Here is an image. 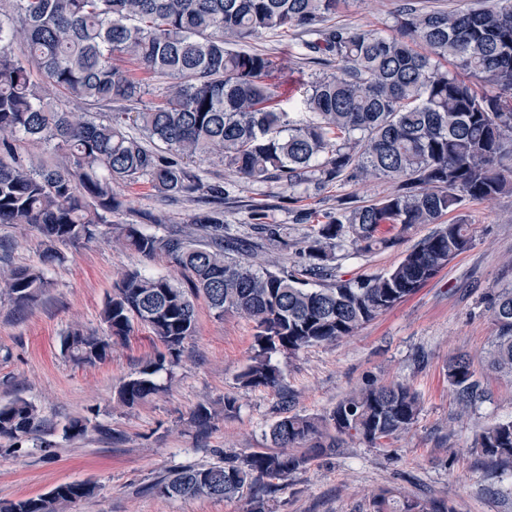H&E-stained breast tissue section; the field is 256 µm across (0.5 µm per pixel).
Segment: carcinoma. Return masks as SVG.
Instances as JSON below:
<instances>
[{"label": "carcinoma", "mask_w": 512, "mask_h": 512, "mask_svg": "<svg viewBox=\"0 0 512 512\" xmlns=\"http://www.w3.org/2000/svg\"><path fill=\"white\" fill-rule=\"evenodd\" d=\"M15 20L0 19V224L34 229L47 244L42 266L0 276V292L28 306L48 286L44 267L61 260L56 245L97 238L151 259L163 256L184 275L181 284L138 270L121 273L100 311L105 336L79 328L60 338L77 365L105 361L112 344L134 323L146 326L164 351L144 362L119 390L133 407L156 395L157 375L181 361L196 330L194 299L202 296L221 318L232 312L254 323L253 356L237 376L243 389L276 388V353L296 355L354 335L433 280L472 244L470 225L443 218L464 199L486 201L512 192V0H458L426 9L399 0L394 33L335 24L346 0H11ZM292 31L306 55L332 72L311 82L300 101L310 113L297 118L281 107L269 84L279 61L248 43L265 33ZM23 41L27 58L11 52ZM134 64L170 84L147 102L149 89L127 67ZM89 112L58 108L32 81L30 65ZM59 151L45 167L10 163L18 138ZM218 162L252 181H278L290 189L326 187L344 180L384 177L388 195L341 206L311 225L283 267L238 258L243 241L224 235V215L199 213L192 234L147 233L139 224H116L123 207L116 185L147 183L160 197L200 194L221 200V185L207 184L200 164ZM262 244L288 249L281 226L253 212ZM415 224L436 228L408 248L390 270L366 278L336 273V250L369 253L398 245L379 236ZM495 336L483 355L487 367L512 378V289L491 295ZM448 382L461 413L485 393L463 355L448 361ZM418 395L406 384H368L323 415L295 413L273 423L270 446L224 462L182 466L154 490L164 499L223 500L252 492L255 507L275 497L284 480L346 440L375 446L408 433L418 420ZM216 412L200 403L192 422L206 432ZM37 411L17 398L0 404V438L33 435ZM471 446L493 467L512 468V421L483 428ZM88 483L59 484L0 512H62L91 498ZM373 512H449L443 500L380 494Z\"/></svg>", "instance_id": "cac0c4a2"}]
</instances>
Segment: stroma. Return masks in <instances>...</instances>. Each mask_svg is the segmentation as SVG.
<instances>
[{"label": "stroma", "instance_id": "1", "mask_svg": "<svg viewBox=\"0 0 512 512\" xmlns=\"http://www.w3.org/2000/svg\"><path fill=\"white\" fill-rule=\"evenodd\" d=\"M398 0H348L336 17L388 34ZM257 50L276 56L281 69L270 83L283 107H291L307 84L325 75L305 60L294 35L268 33ZM206 183L227 187L221 209L232 233H251L255 207L267 223L278 224L290 243L282 265L294 253L312 221L336 206H352L387 195L391 181H341L318 190H289L275 181L239 178L223 165L205 166ZM123 201L113 220L139 224L151 233L191 230L203 201L165 200L148 185H120ZM470 226V249L391 311L333 344L315 345L298 355H274L284 388H239L236 377L253 354L254 327L235 313L216 317L204 298L194 301L196 331L184 344L179 365L160 373L163 389L144 403L123 406L117 391L162 346L143 325L126 341L113 344L109 358L79 366L60 351V338L72 327L102 332L99 312L120 272L139 270L179 282L183 276L165 258L146 259L105 240L64 245L61 262L45 267L48 286L38 300L17 308L0 295V404L15 398L38 410L32 440L22 446L0 439V504L37 496L69 482L96 485V496L69 504L64 512H246V498L169 499L154 483L179 466L207 465L224 454H246L269 444L270 426L285 413L321 415L351 390L375 382L408 384L419 396V418L404 436L369 447L347 442L318 457L283 481L269 503L271 512H370L373 494L392 499L446 500L454 512H512V469L489 470L470 441L475 431L512 420V379L488 370L482 357L495 334L486 310L491 294L512 286V193L490 201H463L452 213ZM418 224L400 245L370 253L341 250L338 273L346 279L375 275L394 267L407 247L429 234ZM42 237L0 224V273L36 266ZM465 353L488 391L468 419L456 417L446 365ZM238 399L233 417L221 416L225 395ZM291 403H284V396ZM218 409L213 426L197 433L192 413L199 403ZM85 419L84 436L65 434L69 422Z\"/></svg>", "mask_w": 512, "mask_h": 512}]
</instances>
